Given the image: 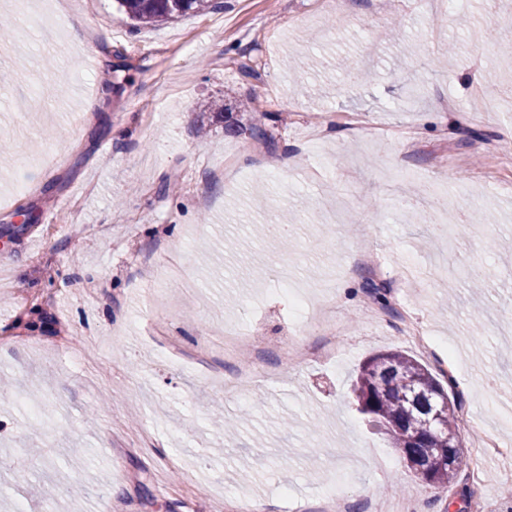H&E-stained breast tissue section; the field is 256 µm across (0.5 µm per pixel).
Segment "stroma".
<instances>
[{"label":"stroma","mask_w":512,"mask_h":512,"mask_svg":"<svg viewBox=\"0 0 512 512\" xmlns=\"http://www.w3.org/2000/svg\"><path fill=\"white\" fill-rule=\"evenodd\" d=\"M75 4L38 11L52 40L0 46V512H322L333 495L512 512L511 462L428 488L349 394L372 354L450 358L476 420L464 450L488 433L512 448V56L483 38L512 42V0H214L139 29L116 0ZM340 59L372 81L340 78ZM215 100L227 122L207 120ZM434 184L448 205L429 223L397 207ZM363 247L380 272L347 271ZM282 262L339 324L335 357L281 293ZM370 281L406 312L371 304ZM407 313L435 353L405 339ZM228 324L258 331L268 364L297 335L312 353L240 397Z\"/></svg>","instance_id":"stroma-1"}]
</instances>
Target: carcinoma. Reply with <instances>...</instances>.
Instances as JSON below:
<instances>
[{"mask_svg": "<svg viewBox=\"0 0 512 512\" xmlns=\"http://www.w3.org/2000/svg\"><path fill=\"white\" fill-rule=\"evenodd\" d=\"M118 3L128 18L143 25L201 14L212 6V0H118ZM352 394L360 412L385 425L393 447L415 457L422 466L429 465L432 449L445 447V438L458 431L457 416L452 411L436 428L422 434L421 442L410 445L409 436L420 427L426 407L436 395L448 396V391L425 365L403 353L388 351L364 361ZM460 473L459 466H436L432 481L439 488H447L457 483Z\"/></svg>", "mask_w": 512, "mask_h": 512, "instance_id": "carcinoma-1", "label": "carcinoma"}]
</instances>
